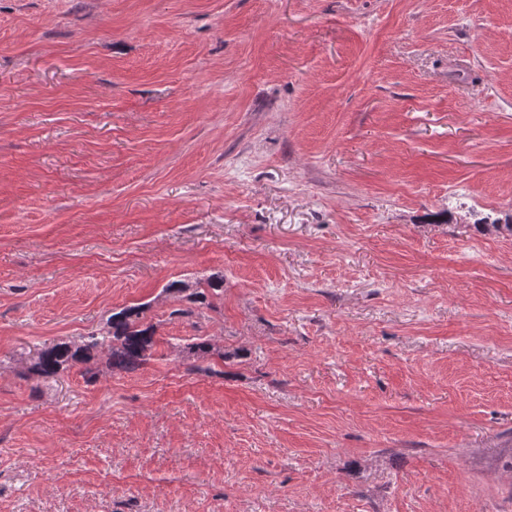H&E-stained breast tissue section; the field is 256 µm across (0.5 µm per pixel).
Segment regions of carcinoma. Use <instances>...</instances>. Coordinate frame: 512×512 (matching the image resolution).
<instances>
[{
    "label": "carcinoma",
    "instance_id": "cac0c4a2",
    "mask_svg": "<svg viewBox=\"0 0 512 512\" xmlns=\"http://www.w3.org/2000/svg\"><path fill=\"white\" fill-rule=\"evenodd\" d=\"M165 293L185 299L189 306L175 308L170 316L190 318L196 309H216L215 300L224 296V275L213 273L192 284L176 280L165 286ZM157 345L155 327L145 321V305L127 306L113 312L98 333L80 341L61 340L46 346L32 357L30 369L45 380L83 363L87 365L96 356L106 357L109 367L124 371L138 369ZM189 353L205 360L212 355L224 358L205 336L189 344Z\"/></svg>",
    "mask_w": 512,
    "mask_h": 512
}]
</instances>
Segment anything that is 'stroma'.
Listing matches in <instances>:
<instances>
[{
  "label": "stroma",
  "mask_w": 512,
  "mask_h": 512,
  "mask_svg": "<svg viewBox=\"0 0 512 512\" xmlns=\"http://www.w3.org/2000/svg\"><path fill=\"white\" fill-rule=\"evenodd\" d=\"M0 512H512V0H0ZM165 293L185 299L190 305L187 307L174 308L172 316L178 318H191L196 315V309L206 307L215 310V300H221L224 296V275L213 273L205 279L190 284L182 280L168 283L164 289ZM145 308L141 304L112 311L98 333L78 342L61 340L40 349L32 357L30 369L49 380L76 364L89 363L98 355L105 356L112 369H138L158 342L154 325L145 322Z\"/></svg>",
  "instance_id": "1"
}]
</instances>
